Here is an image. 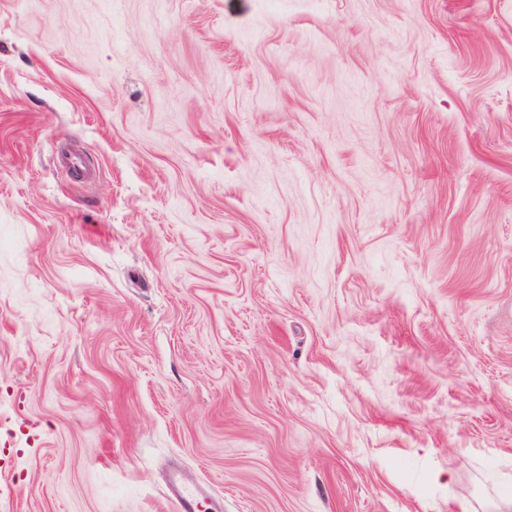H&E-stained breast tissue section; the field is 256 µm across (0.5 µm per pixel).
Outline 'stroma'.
<instances>
[{
  "mask_svg": "<svg viewBox=\"0 0 512 512\" xmlns=\"http://www.w3.org/2000/svg\"><path fill=\"white\" fill-rule=\"evenodd\" d=\"M512 495V0H0V512ZM167 495L175 505L177 512H205L211 511L205 498L198 494V489L183 485L175 476H171Z\"/></svg>",
  "mask_w": 512,
  "mask_h": 512,
  "instance_id": "1",
  "label": "stroma"
}]
</instances>
